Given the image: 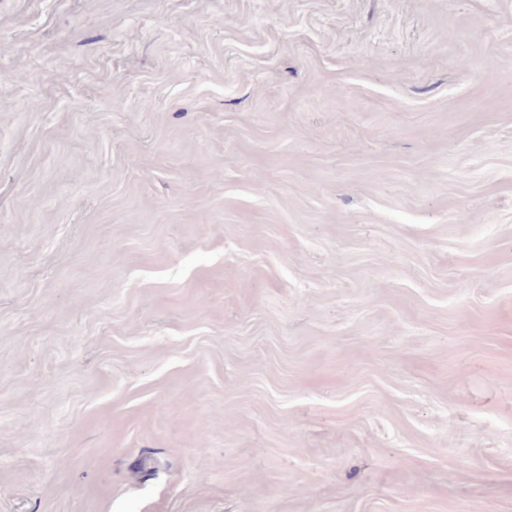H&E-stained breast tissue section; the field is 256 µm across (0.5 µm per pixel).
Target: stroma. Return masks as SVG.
I'll use <instances>...</instances> for the list:
<instances>
[{"instance_id":"stroma-1","label":"stroma","mask_w":512,"mask_h":512,"mask_svg":"<svg viewBox=\"0 0 512 512\" xmlns=\"http://www.w3.org/2000/svg\"><path fill=\"white\" fill-rule=\"evenodd\" d=\"M1 71L0 512H512V0H0Z\"/></svg>"}]
</instances>
